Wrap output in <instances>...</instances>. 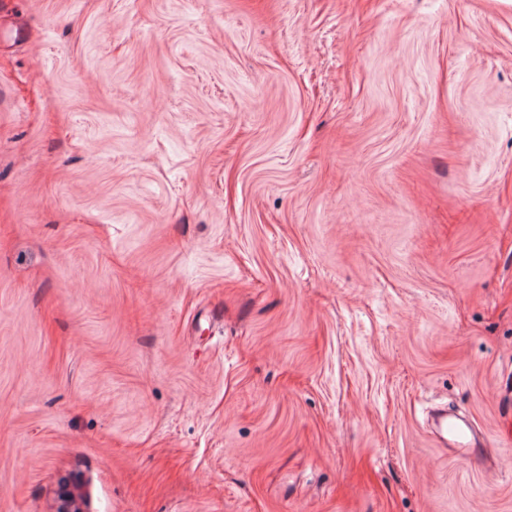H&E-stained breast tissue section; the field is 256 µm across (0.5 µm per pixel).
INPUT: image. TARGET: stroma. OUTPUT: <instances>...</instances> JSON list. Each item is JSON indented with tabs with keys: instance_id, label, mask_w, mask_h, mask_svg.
<instances>
[{
	"instance_id": "1",
	"label": "stroma",
	"mask_w": 512,
	"mask_h": 512,
	"mask_svg": "<svg viewBox=\"0 0 512 512\" xmlns=\"http://www.w3.org/2000/svg\"><path fill=\"white\" fill-rule=\"evenodd\" d=\"M66 483L512 512V0H0V512ZM431 428L442 446L450 448L457 457L470 465H477L481 458V445L469 420L448 415L447 409L432 416Z\"/></svg>"
}]
</instances>
